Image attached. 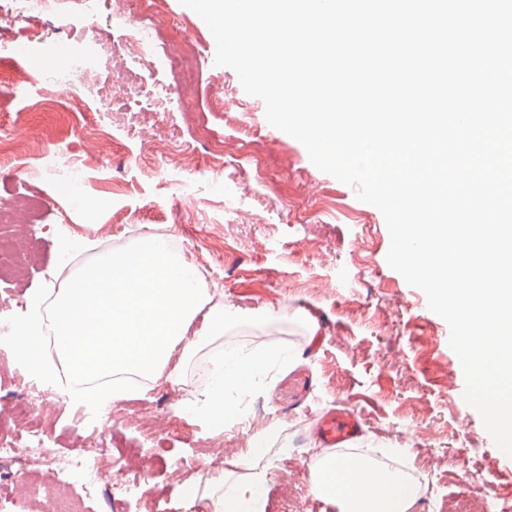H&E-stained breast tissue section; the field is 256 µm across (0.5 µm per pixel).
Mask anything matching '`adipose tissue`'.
Wrapping results in <instances>:
<instances>
[{"mask_svg": "<svg viewBox=\"0 0 512 512\" xmlns=\"http://www.w3.org/2000/svg\"><path fill=\"white\" fill-rule=\"evenodd\" d=\"M238 314L215 300L195 266L160 236H147L127 249L99 252L78 269L52 301L30 297L28 314L7 343L18 360L45 385H54L56 361H64L74 381L72 403L105 409L131 393L134 379L176 381L173 357L189 361L209 350L207 382L195 394L193 411L211 425L237 420L240 398L251 391L287 350L270 346L215 348ZM202 328L192 331L194 321ZM265 449L251 448L249 479L230 481L213 498V512H265ZM312 489L340 512H412L421 483L368 453H328L311 469Z\"/></svg>", "mask_w": 512, "mask_h": 512, "instance_id": "1", "label": "adipose tissue"}]
</instances>
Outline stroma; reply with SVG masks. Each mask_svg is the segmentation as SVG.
<instances>
[{
  "label": "stroma",
  "mask_w": 512,
  "mask_h": 512,
  "mask_svg": "<svg viewBox=\"0 0 512 512\" xmlns=\"http://www.w3.org/2000/svg\"><path fill=\"white\" fill-rule=\"evenodd\" d=\"M139 9L138 0H94L89 16L84 0H49L42 14L0 18V208H12L13 235L32 254L0 274V318L22 320L29 295L55 287L60 234L113 241L160 232L208 268L209 289L237 311L225 344L274 343L294 356L244 397L245 422L211 428L182 412L203 384L204 354L181 382L101 413L44 401L43 382L0 351V420L21 444L38 429L58 461L98 450L113 478H144L140 512L188 503L210 512L213 478L246 475L242 460L264 430L284 451L269 472L268 508L296 490L298 512H338L310 481L326 453L317 421L336 408L361 425L348 452L392 449L387 464L425 483L413 512H448L458 494L512 498V457L463 398L447 323L389 266L381 211L272 127L264 102L215 65L204 21L166 0L154 21L196 73L174 83L161 49L143 52L133 27L116 19ZM79 66L96 71L94 93L73 82ZM15 393L28 397L25 417L8 403ZM178 458L182 468L168 469Z\"/></svg>",
  "instance_id": "35a3bbf8"
}]
</instances>
